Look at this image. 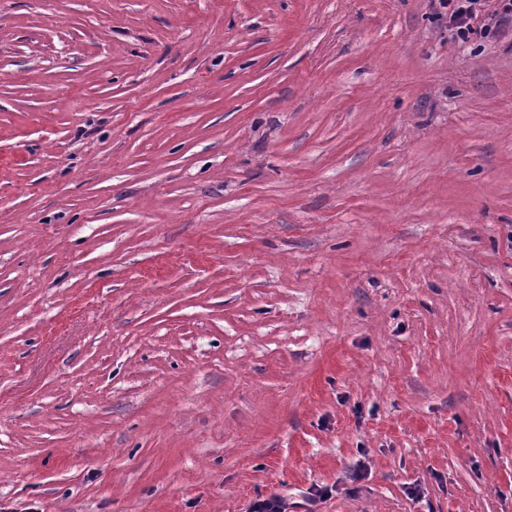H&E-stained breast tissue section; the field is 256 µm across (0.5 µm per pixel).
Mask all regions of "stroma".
I'll return each instance as SVG.
<instances>
[{"instance_id":"stroma-1","label":"stroma","mask_w":512,"mask_h":512,"mask_svg":"<svg viewBox=\"0 0 512 512\" xmlns=\"http://www.w3.org/2000/svg\"><path fill=\"white\" fill-rule=\"evenodd\" d=\"M512 512V24L446 0H0V512ZM453 9L448 13L449 28L466 42L470 38L482 35L485 31L498 30L512 21V1L493 0V9L487 10V0H454ZM480 19L482 27L475 28L474 22Z\"/></svg>"}]
</instances>
